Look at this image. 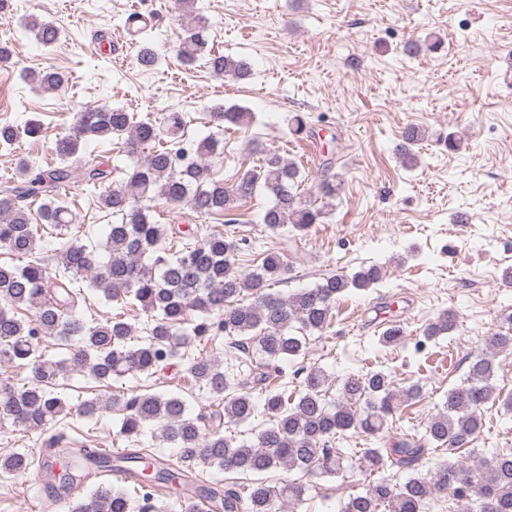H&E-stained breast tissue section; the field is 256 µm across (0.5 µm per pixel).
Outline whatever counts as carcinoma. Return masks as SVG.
I'll return each mask as SVG.
<instances>
[{"instance_id": "carcinoma-1", "label": "carcinoma", "mask_w": 512, "mask_h": 512, "mask_svg": "<svg viewBox=\"0 0 512 512\" xmlns=\"http://www.w3.org/2000/svg\"><path fill=\"white\" fill-rule=\"evenodd\" d=\"M24 30L44 47L59 40L58 29L37 18L29 19ZM208 44L206 21L190 18L178 47L182 62L192 66L204 59L217 75L248 78L249 62L216 54ZM157 62L156 51L141 45L136 63L151 69ZM21 76L47 94L56 93L66 80L52 70H24ZM251 119V113L241 108L222 105L210 113V122L217 127L226 121L246 127ZM185 127L180 112H167L157 121L124 108L87 107L79 112L73 132L55 143L59 164L34 168L20 159L13 176L0 182V247L29 258L22 267L0 265V367L31 368V377L20 390L0 381V422L36 430L66 417L69 408L52 385L70 370L85 371L99 383L128 373H155L161 363L178 355L183 343L176 330L187 323L198 340L222 334L229 347L236 348L243 337L258 357L254 363L239 362L232 373L224 370L223 360L212 356L191 360L187 374L195 384L224 395V413L213 415L207 433L199 426L202 416H191L187 401L177 395L124 393L112 396L110 405L81 404L79 414L84 417L109 407L120 411L119 436L131 442L139 441L146 426L155 425L163 440L179 450L181 465L166 464L138 448L133 490L100 485L89 497L76 500L70 512H157L154 492L159 489L175 497L180 512H194L184 490L197 467L253 476L240 488H205L216 512H282L286 504L304 501L303 485H273L255 475L280 467L338 474L348 456L331 450V442L349 431L365 437L360 460L366 475L378 478L368 481L365 493L343 502L339 512H424L435 494L462 503V512H512V450H494L473 469L453 457L482 427L484 408L493 394L494 360L500 354L512 355V334L497 331L485 338V351L473 357L466 379L448 390L422 433L389 435V423L406 402L419 396L420 387H398L384 369L348 377L334 404L326 401V376L315 367L300 368L304 378L295 393L288 392L286 382L272 384L271 370L278 371L281 364L305 353V337L296 330L324 331L338 296L351 288L375 287L383 278L382 268L373 264L350 276L334 274L313 288L283 295L270 291L288 279V263L280 251L267 252L256 269L244 274L237 266L238 243L220 232L200 240L180 237L170 248L162 247L169 227L155 219L153 203L158 199L182 205L204 220L224 216V223L230 224L238 200L262 189L270 205L261 223L272 231L289 225L301 232L325 218L342 186L339 175H324L317 186L321 204H316L300 191V167L274 148L263 151L257 166L228 185L212 169L213 157L223 153L220 141L210 136L186 147ZM39 130L31 122L22 127L0 123V146L10 147ZM106 137L117 139L129 156L146 152L125 182L110 184L112 167L82 147L88 139ZM425 137V130L414 125L404 130L399 148L404 167L418 164L415 147ZM77 182L89 189L105 186L98 203L118 222L109 225L103 243L87 244L69 236L80 216L59 200V193ZM36 201L40 205L34 211ZM50 232L60 239L53 273L36 256L39 242ZM90 290L150 315L141 343H130L132 330L119 320L90 326L80 317L78 308ZM20 306L32 310L31 319L16 318L12 308ZM454 326L453 317L442 312L424 327L423 336L434 340ZM49 336H77L79 346L66 359L47 360L38 354V345ZM255 421L258 425L249 439L238 442L224 435L226 422ZM429 445L450 454L430 477H413L396 486L382 476L389 468L415 466ZM48 447L65 465L67 477L59 479L60 488L85 480L89 461L97 468L110 466L109 457L83 445L61 448L53 437ZM32 464L27 454L0 458V470L9 474L23 475Z\"/></svg>"}]
</instances>
